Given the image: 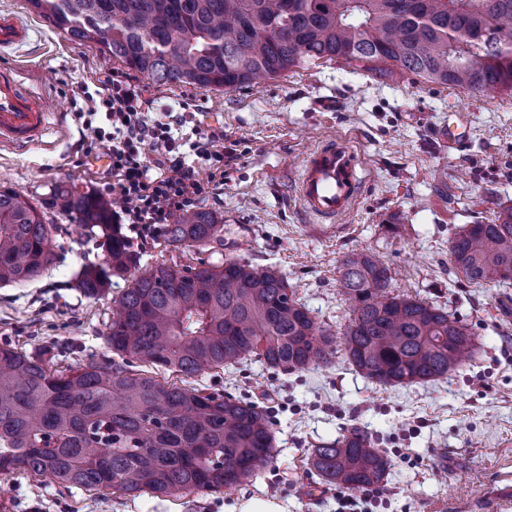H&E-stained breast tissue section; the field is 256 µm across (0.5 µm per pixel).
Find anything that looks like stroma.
Returning a JSON list of instances; mask_svg holds the SVG:
<instances>
[{
	"label": "stroma",
	"mask_w": 512,
	"mask_h": 512,
	"mask_svg": "<svg viewBox=\"0 0 512 512\" xmlns=\"http://www.w3.org/2000/svg\"><path fill=\"white\" fill-rule=\"evenodd\" d=\"M33 30L11 57L27 87L57 103L52 130L25 149L0 143V185L37 203L59 227L57 263L36 281L0 285V345L46 352L62 369L88 358H111L105 336L128 283L86 296L72 283L84 265L100 263L98 237L52 202L65 180L111 201L110 160L77 152L81 127L73 103L123 64L98 47L71 40L34 14L27 0H0ZM153 102L154 118L183 102L194 122L223 126L235 158L220 194L199 209L224 220V243L208 249L147 241L141 268L158 264H221L244 260L288 281L317 325L343 332L351 303L338 269L346 256L369 250L392 275L391 287L446 308L475 335L463 370L426 384L382 387L336 357L299 372L273 371L252 360L191 378L204 392L244 396L268 408L275 422L276 463L233 491L180 497H128L108 489L63 488L21 471L0 473V512H233L241 498L275 497L283 512H336L335 487L306 465L311 448L357 425L389 451L377 512H512L493 485L512 482V280L472 284L457 275L449 244L469 224H489L512 207V96H474L386 66L369 72L341 60L319 61L234 90L152 83L129 73ZM465 141H448L449 124ZM351 142L365 164V187L354 207L333 220L313 217L297 197L304 159L336 139ZM403 456H395V449Z\"/></svg>",
	"instance_id": "1"
}]
</instances>
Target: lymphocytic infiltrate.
I'll use <instances>...</instances> for the list:
<instances>
[{
    "label": "lymphocytic infiltrate",
    "mask_w": 512,
    "mask_h": 512,
    "mask_svg": "<svg viewBox=\"0 0 512 512\" xmlns=\"http://www.w3.org/2000/svg\"><path fill=\"white\" fill-rule=\"evenodd\" d=\"M83 143L111 159L112 194L124 203L117 221L140 240L157 238L173 219L224 183V169L234 158L224 147V129H194L193 140L180 137L183 113L167 121L151 119L150 102L126 75L112 73L100 91L85 97ZM209 170L198 177L199 166Z\"/></svg>",
    "instance_id": "lymphocytic-infiltrate-1"
}]
</instances>
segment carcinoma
Masks as SVG:
<instances>
[{
	"label": "carcinoma",
	"instance_id": "1",
	"mask_svg": "<svg viewBox=\"0 0 512 512\" xmlns=\"http://www.w3.org/2000/svg\"><path fill=\"white\" fill-rule=\"evenodd\" d=\"M70 39L160 85L232 90L315 61L371 70L392 64L478 95H512V0H27ZM55 205L89 231L106 259L76 287L96 296L132 277L106 342L120 362L60 370L38 354L0 347V472L65 488L174 497L234 489L277 460L272 420L255 401L160 382L134 364L187 377L256 359L274 371L329 364L338 352L370 382L427 383L467 366L475 336L448 311L390 292V269L362 250L340 268L353 319L342 340L319 326L282 274L247 262L137 275L140 258L112 224L108 203L61 182ZM56 227L22 192L0 186V284L36 280L57 260ZM168 244L224 245L207 211L164 228ZM466 281L512 280V208L451 241ZM321 483L357 491L382 484L390 462L358 426L307 458Z\"/></svg>",
	"mask_w": 512,
	"mask_h": 512
}]
</instances>
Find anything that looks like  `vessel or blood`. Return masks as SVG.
I'll list each match as a JSON object with an SVG mask.
<instances>
[{"label": "vessel or blood", "instance_id": "vessel-or-blood-1", "mask_svg": "<svg viewBox=\"0 0 512 512\" xmlns=\"http://www.w3.org/2000/svg\"><path fill=\"white\" fill-rule=\"evenodd\" d=\"M29 28L14 14L0 13V50L24 43ZM44 96L27 89L19 69L0 61V142L27 148L50 129ZM360 155L346 142L323 146L305 161L297 183L304 208L322 219L344 214L355 204L363 183Z\"/></svg>", "mask_w": 512, "mask_h": 512}]
</instances>
